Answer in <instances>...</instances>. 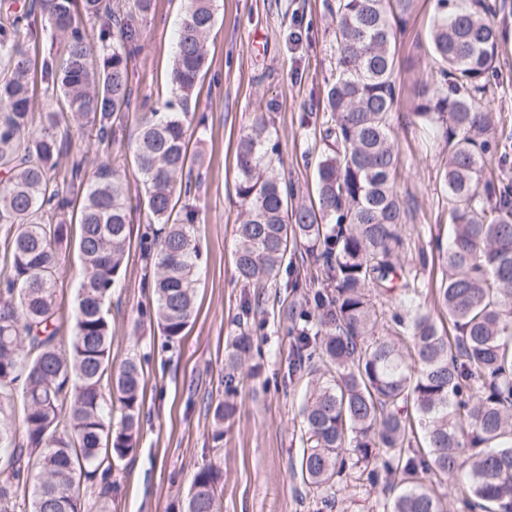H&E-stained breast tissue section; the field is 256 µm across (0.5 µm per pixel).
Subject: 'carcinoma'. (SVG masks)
Here are the masks:
<instances>
[{"label":"carcinoma","mask_w":512,"mask_h":512,"mask_svg":"<svg viewBox=\"0 0 512 512\" xmlns=\"http://www.w3.org/2000/svg\"><path fill=\"white\" fill-rule=\"evenodd\" d=\"M214 0H188L177 33L171 98L141 112L130 145L146 196L139 249L166 344L195 314L201 253L191 201L189 104L207 62ZM414 0H336L335 78L323 102L324 144L316 199L289 208L272 122L256 115L237 141L241 208L237 281L254 289L246 313L264 312L265 288L287 276L301 296L290 312L286 389L306 381L298 409L303 444L293 474L300 496L336 507V484L381 488L383 512H454L436 486L462 475L466 512H512V184L486 169L507 158L512 131L497 136L476 105L495 70L499 37L489 0H436L428 52L437 65L413 115L447 149L443 189L453 230L432 301L399 264L405 214L390 123L397 100L396 44ZM152 0H0V512H111L107 476L139 445L144 361L112 359L110 297L131 245L127 193L117 160L86 176L57 113L33 112L35 89L107 140L132 111L130 63ZM60 37L29 54L35 20ZM77 209L83 278L73 335L59 336L60 249ZM315 264L323 287L299 278ZM415 300L385 318L393 294ZM448 314L440 331L428 305ZM385 330V335L376 332ZM254 358L249 326L224 358V392L210 399L211 440L237 412L236 377ZM223 470L200 467L177 512H219Z\"/></svg>","instance_id":"cac0c4a2"}]
</instances>
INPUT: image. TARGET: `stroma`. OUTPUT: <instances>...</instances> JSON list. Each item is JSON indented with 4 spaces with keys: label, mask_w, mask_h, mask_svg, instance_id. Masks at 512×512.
<instances>
[{
    "label": "stroma",
    "mask_w": 512,
    "mask_h": 512,
    "mask_svg": "<svg viewBox=\"0 0 512 512\" xmlns=\"http://www.w3.org/2000/svg\"><path fill=\"white\" fill-rule=\"evenodd\" d=\"M336 0H215L216 21L208 36V62L191 110L205 119L190 140L204 165L192 188L200 210L198 241L203 270L196 316L183 338L167 346L156 326L139 312L150 294L145 263L132 248L119 288L112 293V357L148 356L142 436L132 458L112 473L115 512H173L190 488L196 470L213 460L223 468V512H318L302 501L292 466L301 452L300 395L277 382L287 370L289 329L284 306L269 303L263 316H244L251 288L234 278L233 253L239 204L235 193L237 140L256 113L270 116L292 187L293 205L315 197L314 162L323 148L319 130L322 102L336 63ZM500 32L496 69L490 75L484 108L512 129V0H490ZM186 0H153L142 23V49L132 66L136 104L160 107L167 92L175 36ZM436 0H415L398 36L402 87L391 117L400 154L395 189L407 212L402 266L417 275L423 291L440 279L438 249L448 243V197L440 173L444 143L422 129L411 112L417 90L431 80L427 32ZM131 128L115 141H98L83 124L71 126V152L59 160L67 170L74 152L87 167L128 153ZM77 231L60 251L57 286L71 308L82 278ZM261 323L254 335L261 354L259 378L243 377L238 414L224 428L222 448H214L207 403L221 387L224 353L239 317Z\"/></svg>",
    "instance_id": "1"
}]
</instances>
